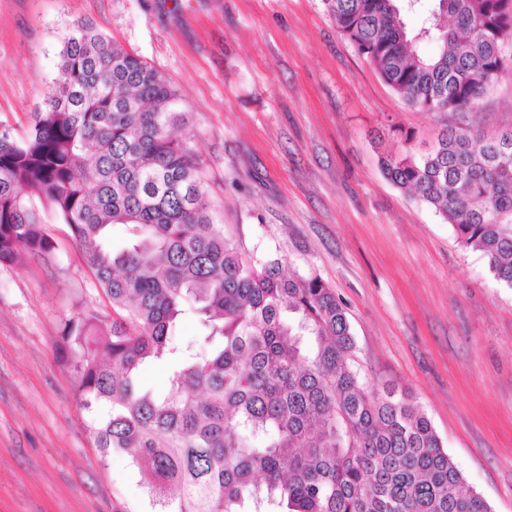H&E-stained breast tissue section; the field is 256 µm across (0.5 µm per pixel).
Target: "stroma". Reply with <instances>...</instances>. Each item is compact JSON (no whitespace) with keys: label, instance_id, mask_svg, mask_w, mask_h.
<instances>
[{"label":"stroma","instance_id":"stroma-1","mask_svg":"<svg viewBox=\"0 0 512 512\" xmlns=\"http://www.w3.org/2000/svg\"><path fill=\"white\" fill-rule=\"evenodd\" d=\"M79 21L176 89L225 234L333 288L366 389L409 394L491 512H512V287L380 166L449 123L512 129V76L477 111L440 115L388 87L323 0H0L15 138ZM43 230L50 256L0 265V512H152L127 459L101 458L58 350L69 320L112 308L66 225L48 212Z\"/></svg>","mask_w":512,"mask_h":512}]
</instances>
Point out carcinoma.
Here are the masks:
<instances>
[{
  "label": "carcinoma",
  "instance_id": "1",
  "mask_svg": "<svg viewBox=\"0 0 512 512\" xmlns=\"http://www.w3.org/2000/svg\"><path fill=\"white\" fill-rule=\"evenodd\" d=\"M381 79L426 112L475 109L512 68V0H324ZM417 14L415 27L406 15ZM27 135L0 131V264L47 254L35 202L71 231L112 322L71 320L60 348L103 458L128 457L156 512H491L407 394H370L344 305L318 275L224 235L175 88L78 23ZM512 130L446 126L381 160L512 286ZM124 227L129 238L112 244ZM196 317L197 342L172 336ZM163 363L168 389L146 388Z\"/></svg>",
  "mask_w": 512,
  "mask_h": 512
}]
</instances>
